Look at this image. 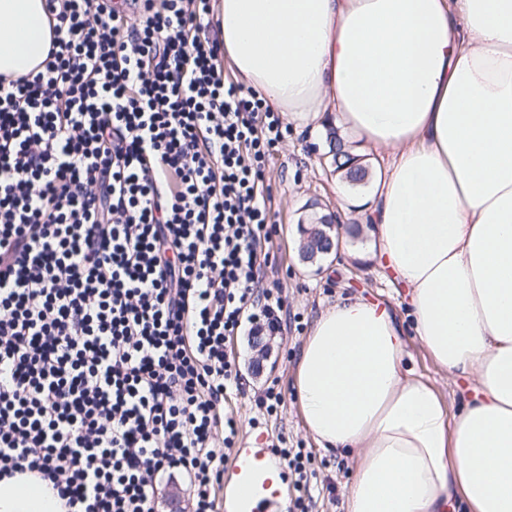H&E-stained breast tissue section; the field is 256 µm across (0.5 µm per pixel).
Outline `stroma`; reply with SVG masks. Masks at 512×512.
<instances>
[{
  "instance_id": "obj_1",
  "label": "stroma",
  "mask_w": 512,
  "mask_h": 512,
  "mask_svg": "<svg viewBox=\"0 0 512 512\" xmlns=\"http://www.w3.org/2000/svg\"><path fill=\"white\" fill-rule=\"evenodd\" d=\"M288 132L267 163L271 184V211L277 226L269 249L277 258L275 268L265 269L259 285L280 287L291 320L275 336L263 363H255L249 333L238 336L233 345L236 369L244 383L240 394L228 395L223 410L240 423L242 439L236 447L255 446L260 435H269L270 447L300 448L311 453L317 481L311 487L309 512H344L345 498L355 474L354 456L339 457L318 448L306 432L290 385L298 353L314 319L343 295L386 302L397 316H405L408 290L387 269L374 247V227L362 223L357 211L341 208L342 195L335 191L337 178L331 175L327 156V129H314L288 122ZM336 213L340 223L356 225L355 233L343 238L336 253L311 265L301 260V227L317 218ZM404 362L407 368L429 379L444 401L458 407L467 396L470 382L449 380L427 351L407 337ZM278 380L281 403L275 413L259 405L271 380Z\"/></svg>"
}]
</instances>
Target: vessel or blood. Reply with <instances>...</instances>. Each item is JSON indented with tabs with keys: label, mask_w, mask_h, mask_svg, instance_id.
<instances>
[{
	"label": "vessel or blood",
	"mask_w": 512,
	"mask_h": 512,
	"mask_svg": "<svg viewBox=\"0 0 512 512\" xmlns=\"http://www.w3.org/2000/svg\"><path fill=\"white\" fill-rule=\"evenodd\" d=\"M280 470L272 449H235L227 464L221 512H263L268 496L279 492Z\"/></svg>",
	"instance_id": "vessel-or-blood-1"
}]
</instances>
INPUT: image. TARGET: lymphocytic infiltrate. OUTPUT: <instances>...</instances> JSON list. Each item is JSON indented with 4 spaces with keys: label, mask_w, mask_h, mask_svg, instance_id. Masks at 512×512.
<instances>
[{
    "label": "lymphocytic infiltrate",
    "mask_w": 512,
    "mask_h": 512,
    "mask_svg": "<svg viewBox=\"0 0 512 512\" xmlns=\"http://www.w3.org/2000/svg\"><path fill=\"white\" fill-rule=\"evenodd\" d=\"M42 70L0 77V477L67 512H156L181 474L217 512L229 347L271 262L283 124L224 75L211 0H47ZM137 13L138 23L128 21Z\"/></svg>",
    "instance_id": "lymphocytic-infiltrate-1"
}]
</instances>
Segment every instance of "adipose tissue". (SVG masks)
Here are the masks:
<instances>
[{
  "label": "adipose tissue",
  "instance_id": "obj_1",
  "mask_svg": "<svg viewBox=\"0 0 512 512\" xmlns=\"http://www.w3.org/2000/svg\"><path fill=\"white\" fill-rule=\"evenodd\" d=\"M224 56L272 108L337 120L383 154L366 198L409 326L339 298L291 387L319 448L356 455L346 512H512V0H213ZM46 0H0V74L42 69ZM414 335L450 409L404 369ZM0 512H66L52 484L0 478ZM404 362L416 374L429 379L439 390L443 400L455 410L463 396L467 398L470 381L457 379L456 382L448 379V373L438 368L427 351L413 336H407Z\"/></svg>",
  "mask_w": 512,
  "mask_h": 512
}]
</instances>
